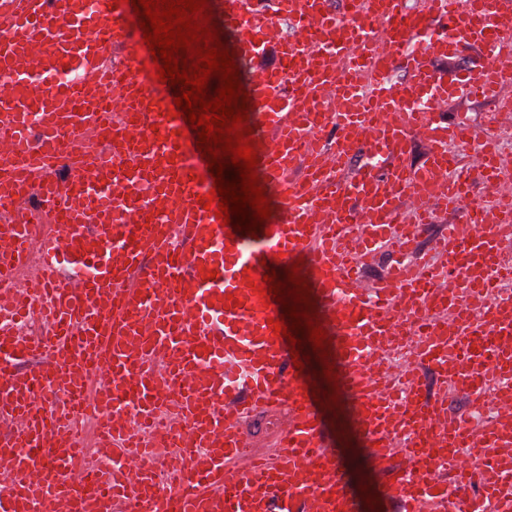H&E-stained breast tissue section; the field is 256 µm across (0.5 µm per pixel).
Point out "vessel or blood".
<instances>
[{"label":"vessel or blood","instance_id":"1","mask_svg":"<svg viewBox=\"0 0 512 512\" xmlns=\"http://www.w3.org/2000/svg\"><path fill=\"white\" fill-rule=\"evenodd\" d=\"M132 13L123 0H0V173L14 180L0 188V284L15 288L0 313L12 478L0 512H360L261 288L268 267L301 256L367 446L410 459L383 499L498 512L512 467L494 451L512 430L476 443L470 424L512 410V293L500 291L512 267L498 262L512 193L493 137L439 111L469 98L512 114V69L498 63L512 0H224L235 62L258 64V169L281 204L253 237L206 208L209 169L172 95L156 92ZM283 21L289 35L270 42ZM468 46L481 62L437 71L433 55ZM452 140L471 143L467 160ZM416 142L425 159L410 166ZM477 183L491 205L470 204ZM458 210L470 233L444 223ZM429 224L441 232L414 276ZM386 247L396 260L366 282L361 261ZM492 292L477 314L461 301ZM18 319L41 332L19 333ZM383 338L410 349L386 386L367 371ZM425 368L466 397L465 415L426 395ZM260 411L280 415L271 455L248 450L244 423Z\"/></svg>","mask_w":512,"mask_h":512}]
</instances>
